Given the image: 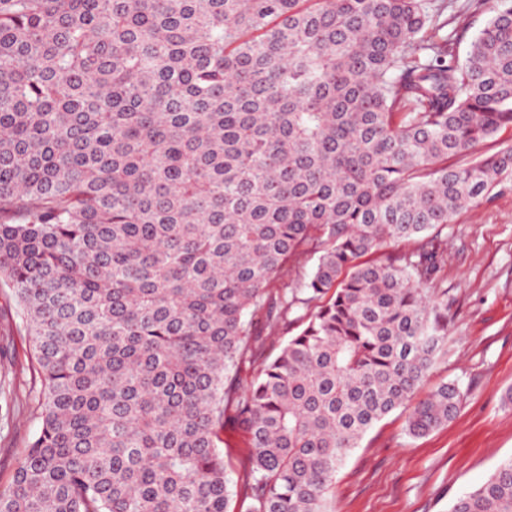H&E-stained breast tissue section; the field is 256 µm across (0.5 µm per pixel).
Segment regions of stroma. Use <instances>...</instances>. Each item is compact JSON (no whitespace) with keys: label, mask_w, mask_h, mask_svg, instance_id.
I'll use <instances>...</instances> for the list:
<instances>
[{"label":"stroma","mask_w":512,"mask_h":512,"mask_svg":"<svg viewBox=\"0 0 512 512\" xmlns=\"http://www.w3.org/2000/svg\"><path fill=\"white\" fill-rule=\"evenodd\" d=\"M441 274L448 342L423 389L456 384L458 413L422 438L405 431L407 411L376 424L338 469L332 512H448L512 456V191L457 213L446 229ZM23 402L3 405L12 390ZM40 383L11 289L0 284V487L39 428Z\"/></svg>","instance_id":"stroma-1"}]
</instances>
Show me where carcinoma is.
I'll use <instances>...</instances> for the list:
<instances>
[{
	"instance_id": "1",
	"label": "carcinoma",
	"mask_w": 512,
	"mask_h": 512,
	"mask_svg": "<svg viewBox=\"0 0 512 512\" xmlns=\"http://www.w3.org/2000/svg\"><path fill=\"white\" fill-rule=\"evenodd\" d=\"M488 3L0 0V279L41 384L0 512H328L378 422L454 417V384L416 399L443 231L512 144L448 159L512 129V0L463 60L443 29ZM449 512H512V458ZM224 448L225 458L229 457L232 460L236 469L240 468L245 461L247 448L243 443V437L237 432L230 430L224 431V444H219Z\"/></svg>"
}]
</instances>
